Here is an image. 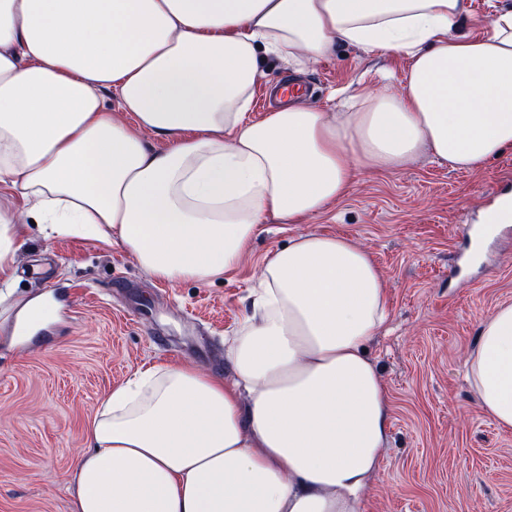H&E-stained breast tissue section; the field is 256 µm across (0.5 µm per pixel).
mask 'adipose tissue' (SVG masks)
I'll return each mask as SVG.
<instances>
[{
    "mask_svg": "<svg viewBox=\"0 0 512 512\" xmlns=\"http://www.w3.org/2000/svg\"><path fill=\"white\" fill-rule=\"evenodd\" d=\"M466 0H0V257L27 224L122 245L176 285L235 271L262 224L301 223L360 171L423 152L477 171L512 147V8ZM344 44L408 60L399 92L292 100L249 119L269 61L303 73ZM166 141L158 150L148 137ZM387 294L354 239L266 256L229 375L156 365L113 388L67 476L71 512H365L391 404L369 343ZM512 429V303L467 360ZM469 13L462 19L459 30L461 33H472L478 34L481 33L483 28L474 27L473 21L477 20L482 22L483 24H488L491 20L492 12L494 9L491 4H499V3H510L512 4V0H467Z\"/></svg>",
    "mask_w": 512,
    "mask_h": 512,
    "instance_id": "1",
    "label": "adipose tissue"
}]
</instances>
